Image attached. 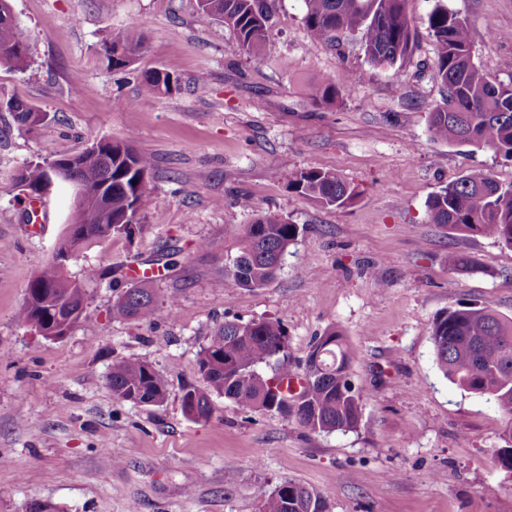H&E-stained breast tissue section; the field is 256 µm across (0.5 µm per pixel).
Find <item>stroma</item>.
<instances>
[{"label":"stroma","instance_id":"35a3bbf8","mask_svg":"<svg viewBox=\"0 0 512 512\" xmlns=\"http://www.w3.org/2000/svg\"><path fill=\"white\" fill-rule=\"evenodd\" d=\"M439 5L466 21L488 80L512 82V0H408L413 50L389 69L356 38L312 41L301 0H274L256 58L227 27L201 21L197 0H12L38 76L0 66V99H22L47 120L26 131L0 112V512L34 502L58 512H257V492L287 480L320 494L326 512H512V471L495 461L505 416L443 375L430 336L461 303L512 317V248L427 221L430 197L472 170L512 185V161L428 130L444 95L428 29ZM127 26L140 28L144 50L109 69L102 46ZM171 63L179 88L144 97L143 72ZM344 76L337 105L313 104L317 83ZM128 136L154 159L141 228L69 261L85 280V310L65 338H44L18 311L53 260L70 192L55 185L42 197L48 224L29 221L33 202L15 173ZM309 168L335 171L360 197L336 209L289 189V174ZM242 194L253 209L238 204ZM267 209L299 226L296 243L265 287H226L239 231ZM452 251L477 271H450ZM90 266L99 278L85 279ZM144 270L159 296H176L175 314L118 313ZM265 318L286 325L298 376L316 336L343 335L363 391L356 430L315 433L221 396L209 420L184 413L217 327ZM126 358L163 377L162 404L113 397L107 375Z\"/></svg>","mask_w":512,"mask_h":512}]
</instances>
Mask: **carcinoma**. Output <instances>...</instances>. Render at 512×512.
<instances>
[{"label":"carcinoma","mask_w":512,"mask_h":512,"mask_svg":"<svg viewBox=\"0 0 512 512\" xmlns=\"http://www.w3.org/2000/svg\"><path fill=\"white\" fill-rule=\"evenodd\" d=\"M407 0H303L304 24L316 42H331L338 35H353L368 60L378 67H392L411 52L414 32L406 12ZM199 16L220 22L236 35L238 49L257 56L265 38L270 14L269 0H198ZM428 28L434 39L435 78L448 96L432 108L428 126L434 138L451 144L491 149L512 160V84L490 82L472 56L467 24L445 6L429 15ZM143 35L128 26L105 41L104 52H112L107 66L122 70L132 64L122 53L140 54ZM0 64L29 69L30 45L16 21L10 0H0ZM176 66L168 65L142 75L141 92L146 97L170 92L177 85ZM348 77L327 79L314 87L315 105H336ZM4 111L14 113L17 124L26 129L28 113L36 108L18 98L0 99ZM52 162H30L18 173L17 182L26 190L38 189L49 179ZM153 168L150 156L132 146L131 138L112 143V155L83 156L73 172L79 180L108 184L112 209V233L88 228L87 236L72 247L69 236L60 240L56 256L70 249L81 251L111 236H129L137 227L147 182ZM290 188L323 206L352 205L358 187L337 173L323 169L297 170L288 176ZM428 222L452 234L482 236L512 248V185L501 186L490 173L474 171L448 184L428 201ZM300 228L278 212L264 211L243 227L237 237L235 255L224 267V279L236 288H262L278 274L281 260L294 244ZM448 268L475 270L472 260L448 252ZM19 309V321L32 329L48 328L51 313L70 318L84 304L83 282L53 264L27 284ZM176 297L159 300L151 283L143 281L122 293L118 312L136 320L147 319L164 308L171 310ZM435 358L443 374L463 390L492 398L506 420L499 434L502 443L497 462L512 470V318L487 307L460 304L441 313L431 327ZM353 354L343 336L331 330L315 338L309 351L304 382L291 394L284 380L290 376L288 332L279 319L226 321L201 351L199 370L202 388L183 395L184 412L195 420H208L214 413L212 396H222L245 412L289 409L298 423L312 432L352 431L362 416V390L352 379ZM271 367L272 376L258 371ZM108 383L113 397L134 402L147 398L161 404L165 382L148 364L124 359L112 364ZM324 499L292 480L282 482L259 497V512H325Z\"/></svg>","instance_id":"obj_1"}]
</instances>
